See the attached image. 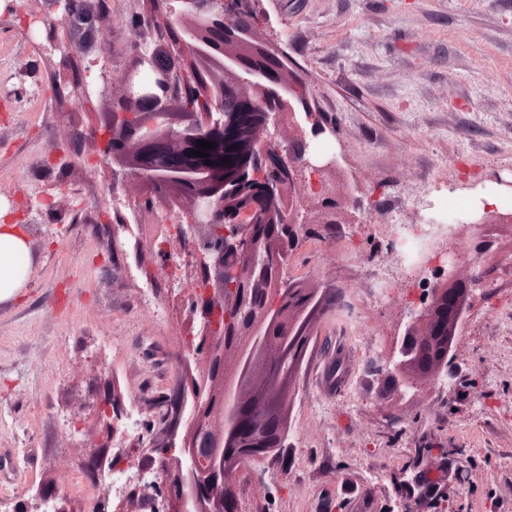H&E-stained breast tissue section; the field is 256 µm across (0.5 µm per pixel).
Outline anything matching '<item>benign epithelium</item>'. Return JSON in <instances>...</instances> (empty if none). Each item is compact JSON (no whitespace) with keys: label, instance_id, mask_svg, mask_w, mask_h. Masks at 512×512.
<instances>
[{"label":"benign epithelium","instance_id":"7a95c632","mask_svg":"<svg viewBox=\"0 0 512 512\" xmlns=\"http://www.w3.org/2000/svg\"><path fill=\"white\" fill-rule=\"evenodd\" d=\"M94 2L43 0L42 10L21 20L26 31L40 24L64 48L53 84L71 88L81 104L108 82L98 54L108 48L111 30L100 26ZM141 2L123 90L89 138L112 166V189L139 183L130 202L138 215L154 214L163 202L182 217L176 234L161 241L154 232L136 244L149 242L161 266L192 282L180 309L189 326L204 331L178 362L198 365L202 392L191 401L177 392L164 412L140 422L137 458L126 466L103 472L112 446L94 448L91 479H126L91 512H167L174 497L182 512H236L233 475L286 449L283 408L291 379L317 319L339 294L286 276L288 257L303 239L327 240L341 223L337 160L312 149L334 129L304 82L284 81L283 54L248 38L260 0H180L177 9L171 0ZM199 140L215 144L209 157L190 155ZM470 223L512 224V212L485 207ZM456 250L446 240L421 266V298L403 332L394 333L387 377L402 392L418 385L407 368L456 380L439 348L465 294L455 267L444 263ZM254 365L263 385L242 397ZM83 408L108 421L112 433L121 429L125 408L117 388ZM25 512H71V506L65 493L38 491Z\"/></svg>","mask_w":512,"mask_h":512}]
</instances>
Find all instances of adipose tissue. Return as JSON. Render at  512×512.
I'll list each match as a JSON object with an SVG mask.
<instances>
[{"instance_id":"ef3b65f1","label":"adipose tissue","mask_w":512,"mask_h":512,"mask_svg":"<svg viewBox=\"0 0 512 512\" xmlns=\"http://www.w3.org/2000/svg\"><path fill=\"white\" fill-rule=\"evenodd\" d=\"M29 240L0 207V301L24 288L29 272Z\"/></svg>"}]
</instances>
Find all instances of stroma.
Returning a JSON list of instances; mask_svg holds the SVG:
<instances>
[{
    "instance_id": "1",
    "label": "stroma",
    "mask_w": 512,
    "mask_h": 512,
    "mask_svg": "<svg viewBox=\"0 0 512 512\" xmlns=\"http://www.w3.org/2000/svg\"><path fill=\"white\" fill-rule=\"evenodd\" d=\"M104 3L109 90L63 113L49 79L17 78L60 51L32 45L16 18L0 22V205L24 208L41 191L56 205L29 228L25 288L0 302V512L54 488L88 512L98 488L77 481L106 430L92 418L77 425L79 402L111 379L143 420L153 394L180 390L185 377V331L170 303L182 280L162 268L147 283L132 244L110 253L101 228L137 218L88 133L121 88L141 7ZM260 14L255 38L308 85L335 129L343 193L363 205L335 240L308 238L288 261V278L345 296L321 315L296 370L288 455L239 484L237 512H512V224L452 228L469 290L448 355L456 382L402 395L378 375L421 293L385 228L425 223L447 200L470 213L489 186L512 198V0H262ZM59 147L79 159L44 169ZM375 274L388 300L358 301L356 287ZM358 335L375 346L355 345ZM417 459L427 485L453 488L452 500L400 488Z\"/></svg>"
}]
</instances>
